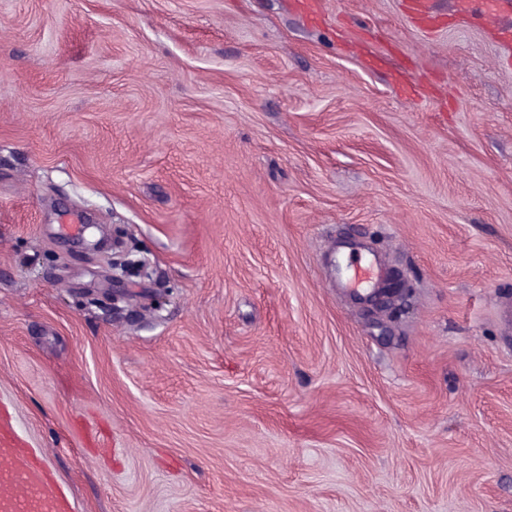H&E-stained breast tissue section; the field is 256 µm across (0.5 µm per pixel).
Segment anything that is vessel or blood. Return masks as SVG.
Segmentation results:
<instances>
[{
  "mask_svg": "<svg viewBox=\"0 0 512 512\" xmlns=\"http://www.w3.org/2000/svg\"><path fill=\"white\" fill-rule=\"evenodd\" d=\"M381 277L377 264L364 261L353 269L348 285L368 292ZM0 512H69V501L59 491L49 468L33 460L7 429L0 431Z\"/></svg>",
  "mask_w": 512,
  "mask_h": 512,
  "instance_id": "b4317fda",
  "label": "vessel or blood"
}]
</instances>
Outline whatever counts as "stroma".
I'll list each match as a JSON object with an SVG mask.
<instances>
[{"label":"stroma","mask_w":512,"mask_h":512,"mask_svg":"<svg viewBox=\"0 0 512 512\" xmlns=\"http://www.w3.org/2000/svg\"><path fill=\"white\" fill-rule=\"evenodd\" d=\"M297 2L0 0V418L71 512H512V57ZM382 277V269L375 263L368 260L359 262L348 278L349 288L361 292H370L375 288Z\"/></svg>","instance_id":"obj_1"}]
</instances>
